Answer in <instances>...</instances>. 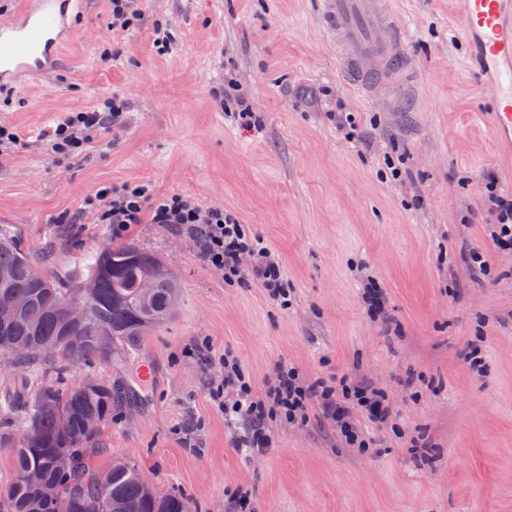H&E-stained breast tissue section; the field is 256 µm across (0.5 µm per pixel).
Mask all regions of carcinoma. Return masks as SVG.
Here are the masks:
<instances>
[{"label":"carcinoma","mask_w":512,"mask_h":512,"mask_svg":"<svg viewBox=\"0 0 512 512\" xmlns=\"http://www.w3.org/2000/svg\"><path fill=\"white\" fill-rule=\"evenodd\" d=\"M148 273L158 277L153 295L144 300L137 285ZM89 281L95 285L92 311L73 324L65 308L83 300ZM0 293L23 300L15 319L0 324V354L20 353L11 359L20 368L49 357L65 370L91 362L110 365L119 353L138 349L152 329L176 313L181 283L154 253L132 243H112L90 254L81 274L65 284L35 262L16 236L0 230ZM93 418L102 425L90 432L85 423ZM111 418L112 387L101 381L69 388L48 382L31 394L18 442L0 434V447L11 449L14 466L12 493L0 501V512H189L181 495L153 499L133 464L115 472L109 495L100 497V469L91 465L90 456L110 454L97 440ZM31 428L37 437L27 441ZM60 448L69 449L64 464L56 461ZM32 469L42 471V483L21 484L20 477Z\"/></svg>","instance_id":"1"}]
</instances>
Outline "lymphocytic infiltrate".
<instances>
[{
	"label": "lymphocytic infiltrate",
	"mask_w": 512,
	"mask_h": 512,
	"mask_svg": "<svg viewBox=\"0 0 512 512\" xmlns=\"http://www.w3.org/2000/svg\"><path fill=\"white\" fill-rule=\"evenodd\" d=\"M121 110V104L108 99L90 110L68 114L52 132V150L78 148L93 133L113 126ZM85 204L96 213L99 223L109 225L116 239L124 238L137 224L184 229L204 262L222 274L225 284L259 286L272 304L287 307L290 291L279 255L223 207L204 205L181 194L157 196L141 184L99 186ZM206 357L224 366V381L213 390L212 399L225 417L241 424L233 438L235 447L253 456L273 448L270 422L307 423L315 406L333 422L337 437L349 448L370 447L372 440L366 436L365 426L387 425L394 415L387 394L364 378L344 376L333 385L309 383L298 369L280 365L259 389L233 351L219 353L211 348Z\"/></svg>",
	"instance_id": "lymphocytic-infiltrate-1"
}]
</instances>
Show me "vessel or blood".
Masks as SVG:
<instances>
[{
    "label": "vessel or blood",
    "instance_id": "obj_1",
    "mask_svg": "<svg viewBox=\"0 0 512 512\" xmlns=\"http://www.w3.org/2000/svg\"><path fill=\"white\" fill-rule=\"evenodd\" d=\"M79 0H27L0 20V86L53 73L69 41ZM383 0H316L317 18L335 44L340 68L364 95L381 90L397 112L417 105L403 28ZM461 24L470 52L485 72L494 128L512 140V0H463Z\"/></svg>",
    "mask_w": 512,
    "mask_h": 512
}]
</instances>
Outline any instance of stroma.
Instances as JSON below:
<instances>
[{
    "mask_svg": "<svg viewBox=\"0 0 512 512\" xmlns=\"http://www.w3.org/2000/svg\"><path fill=\"white\" fill-rule=\"evenodd\" d=\"M384 6L405 29L422 111H392L345 81L315 0H145L118 41L112 0H80L56 72L0 88V124L25 143L0 156V230L52 274H76L111 239L85 198L131 182L224 206L288 277L283 309L261 288L225 285L174 228L136 225L129 242L164 258L183 303L121 362L56 379L112 387L97 466L128 460L191 512H230L239 490L254 512H512V255L494 249L482 206L489 179L512 195V144L491 129L458 0ZM230 76L252 97L250 124L218 104ZM112 97L125 106L117 128L79 154L51 151L66 113ZM340 105L349 140L328 118ZM472 249L488 259L477 279L462 260ZM364 274L386 291L388 320L369 316ZM203 337L236 352L258 386L281 363L310 379L364 374L394 400L396 425L370 427L373 447L345 448L314 408L306 425L273 423L274 448L248 455L209 399L223 369L184 354ZM473 348L476 367L461 356ZM49 379L46 364L0 361V432H19V392Z\"/></svg>",
    "mask_w": 512,
    "mask_h": 512,
    "instance_id": "35a3bbf8",
    "label": "stroma"
}]
</instances>
